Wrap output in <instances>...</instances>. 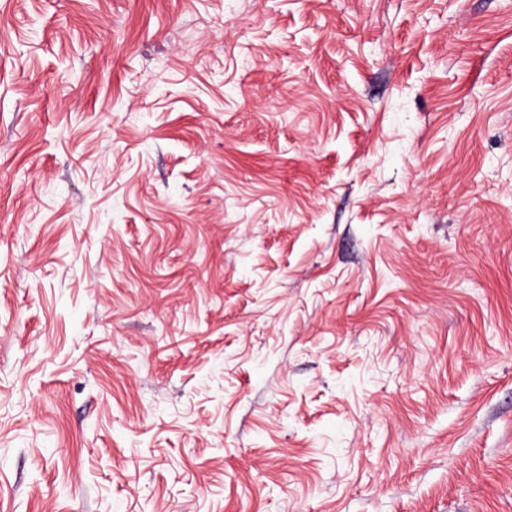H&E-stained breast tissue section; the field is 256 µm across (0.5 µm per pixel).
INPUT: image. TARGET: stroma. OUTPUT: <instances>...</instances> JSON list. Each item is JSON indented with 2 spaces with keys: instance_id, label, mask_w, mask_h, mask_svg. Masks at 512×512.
<instances>
[{
  "instance_id": "35a3bbf8",
  "label": "stroma",
  "mask_w": 512,
  "mask_h": 512,
  "mask_svg": "<svg viewBox=\"0 0 512 512\" xmlns=\"http://www.w3.org/2000/svg\"><path fill=\"white\" fill-rule=\"evenodd\" d=\"M0 512H512V0H0Z\"/></svg>"
}]
</instances>
